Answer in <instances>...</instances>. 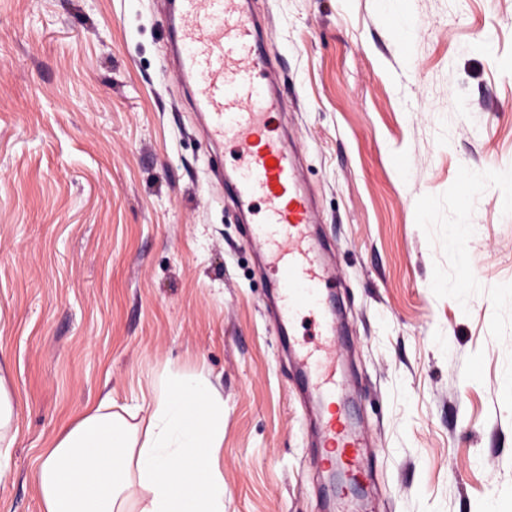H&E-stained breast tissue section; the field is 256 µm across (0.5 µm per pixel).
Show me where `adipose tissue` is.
Here are the masks:
<instances>
[{"label": "adipose tissue", "instance_id": "1", "mask_svg": "<svg viewBox=\"0 0 512 512\" xmlns=\"http://www.w3.org/2000/svg\"><path fill=\"white\" fill-rule=\"evenodd\" d=\"M102 400L47 448L42 512H224V402L201 378L163 379L129 423ZM11 372L0 363V483L13 475Z\"/></svg>", "mask_w": 512, "mask_h": 512}]
</instances>
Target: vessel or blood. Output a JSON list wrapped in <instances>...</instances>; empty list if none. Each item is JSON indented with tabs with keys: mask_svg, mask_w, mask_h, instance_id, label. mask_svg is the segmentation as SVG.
<instances>
[{
	"mask_svg": "<svg viewBox=\"0 0 512 512\" xmlns=\"http://www.w3.org/2000/svg\"><path fill=\"white\" fill-rule=\"evenodd\" d=\"M170 33L176 73L191 89L207 135L237 161L231 194L256 210L251 234L274 272L278 324L299 361L302 384L318 399L335 401L336 383L324 376L325 360L306 343L292 341L303 314L310 315L320 339L336 335L334 314L323 304L336 282L323 261V244L312 235L317 215L297 157L287 139L269 133L271 115L286 102L278 91V65L264 50L266 22L250 0H178ZM320 445L335 449L336 468L370 477L372 461L347 424L327 421Z\"/></svg>",
	"mask_w": 512,
	"mask_h": 512,
	"instance_id": "obj_1",
	"label": "vessel or blood"
}]
</instances>
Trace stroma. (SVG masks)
I'll return each instance as SVG.
<instances>
[{"mask_svg": "<svg viewBox=\"0 0 512 512\" xmlns=\"http://www.w3.org/2000/svg\"><path fill=\"white\" fill-rule=\"evenodd\" d=\"M169 3L0 0V512H41V457L86 410L130 415L175 373L224 400V512H336ZM252 3L283 72L270 130L293 136L338 282L364 512H512V0ZM15 405L11 389V372L0 363V483L13 475L12 455L16 441Z\"/></svg>", "mask_w": 512, "mask_h": 512, "instance_id": "stroma-1", "label": "stroma"}]
</instances>
